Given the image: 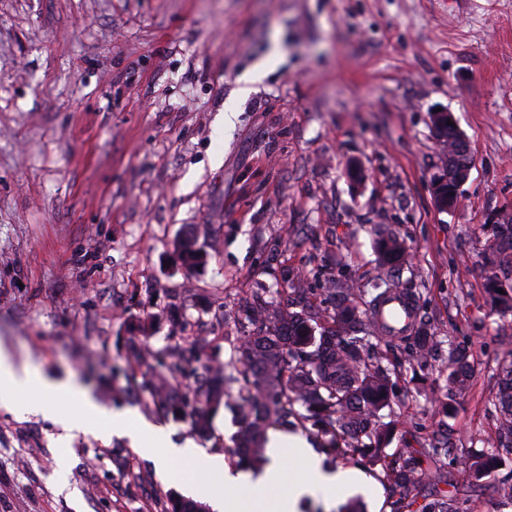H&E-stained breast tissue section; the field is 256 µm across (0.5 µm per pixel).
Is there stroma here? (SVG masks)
Segmentation results:
<instances>
[{
    "label": "stroma",
    "instance_id": "obj_1",
    "mask_svg": "<svg viewBox=\"0 0 512 512\" xmlns=\"http://www.w3.org/2000/svg\"><path fill=\"white\" fill-rule=\"evenodd\" d=\"M450 111L474 166L455 209L433 198ZM232 113L233 122L219 117ZM359 163L361 183L346 169ZM512 211V0H0V349L168 441L237 457V413L208 435L130 401L124 341L155 350L228 337L251 289L366 282L381 224L410 248L402 278L441 339L468 346L469 389L447 419L456 455L495 444L488 399L512 361L478 256ZM196 236L208 257L172 272ZM51 417L0 409V512H161L169 492L126 439L57 447ZM67 459L72 493L55 472ZM512 479L460 475L479 512Z\"/></svg>",
    "mask_w": 512,
    "mask_h": 512
}]
</instances>
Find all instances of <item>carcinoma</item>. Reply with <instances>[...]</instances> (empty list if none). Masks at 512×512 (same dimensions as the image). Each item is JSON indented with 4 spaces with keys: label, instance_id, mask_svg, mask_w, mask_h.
Returning a JSON list of instances; mask_svg holds the SVG:
<instances>
[{
    "label": "carcinoma",
    "instance_id": "obj_1",
    "mask_svg": "<svg viewBox=\"0 0 512 512\" xmlns=\"http://www.w3.org/2000/svg\"><path fill=\"white\" fill-rule=\"evenodd\" d=\"M448 138V205L457 206L458 184L465 178L471 156L453 126L436 138ZM381 275L370 283L335 281L327 292L332 308L290 310L306 297L288 300L286 288H256L250 295L249 326L230 341L229 361L195 364L207 348L204 339L187 347L153 352L136 336L126 339L128 358L135 367L127 377L130 387L149 395L163 410L193 417L201 433L208 432L210 416L222 404L242 418L246 455L266 462L264 445L273 423L291 422L316 432L334 463H355L380 471L393 488L390 512H475L477 499L423 493L429 477L453 484L465 471L478 482L498 465L496 449L487 448L466 458L449 457L451 439L441 433L418 448L404 447L386 460L385 448L397 428L393 406L399 392L392 381L390 354L403 348L411 367L425 368L436 341L420 313V294L403 287L400 273L409 262L406 242L378 225L374 228ZM195 240L185 239L180 260L187 270L201 263ZM485 292L500 312H512V218L494 225L483 252ZM397 298L414 304L410 324L394 330L379 319L380 307ZM464 352L451 346L444 362L447 395L431 400L433 415L448 414V396L463 393L468 375L462 368ZM496 399L499 445L512 449V364L501 368ZM168 512H206L201 502L173 496Z\"/></svg>",
    "mask_w": 512,
    "mask_h": 512
}]
</instances>
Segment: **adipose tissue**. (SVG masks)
Returning a JSON list of instances; mask_svg holds the SVG:
<instances>
[{"instance_id":"adipose-tissue-1","label":"adipose tissue","mask_w":512,"mask_h":512,"mask_svg":"<svg viewBox=\"0 0 512 512\" xmlns=\"http://www.w3.org/2000/svg\"><path fill=\"white\" fill-rule=\"evenodd\" d=\"M33 387L40 389L42 400H25V392ZM59 400H72L80 407L77 415L58 418L59 443L87 432L104 437L128 436L139 455L155 458L166 480L182 482L191 492L197 482H204L213 512H299V501L307 494L321 492L336 499L356 492L366 483L365 477L355 471L323 470L305 439L278 433L267 442L268 464L255 475L232 471L218 453L197 452L188 447L157 453V444L164 440L163 429L149 426L131 413L109 411L78 385L49 382L36 370L16 364L0 351V408L26 417L47 413ZM282 482L288 485L287 494L273 496L271 486Z\"/></svg>"}]
</instances>
